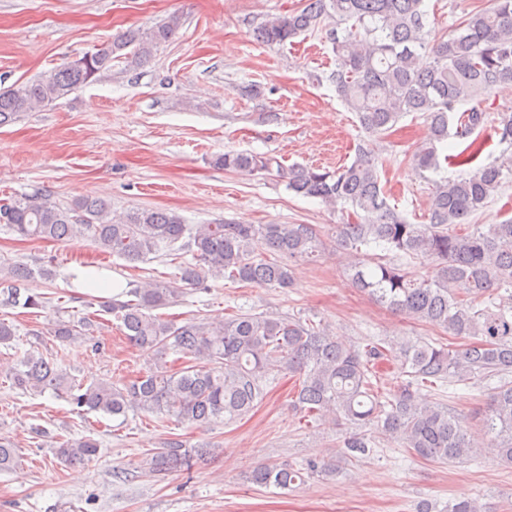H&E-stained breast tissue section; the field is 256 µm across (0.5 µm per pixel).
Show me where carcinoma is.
I'll return each mask as SVG.
<instances>
[{"instance_id":"carcinoma-1","label":"carcinoma","mask_w":512,"mask_h":512,"mask_svg":"<svg viewBox=\"0 0 512 512\" xmlns=\"http://www.w3.org/2000/svg\"><path fill=\"white\" fill-rule=\"evenodd\" d=\"M427 18L424 0H302L292 13L260 23L255 35L268 46H280L326 31L338 60L328 81L360 127L381 137L406 115L422 116L428 125L426 141L411 163L435 170L437 145L452 135L466 138L486 123V113L472 107L460 113L450 133L456 106L512 83V0H488L453 34L437 40L430 39ZM181 26L182 17L173 14L154 26L131 28L48 75L0 87V125L99 80L112 72L114 62L130 69L143 65ZM495 133L512 147L511 112L501 113ZM213 163L251 176L274 174L297 195L350 206L356 220L336 226V250L354 258L353 285L409 320L443 329L459 345L403 339L394 359L406 379L385 392L374 383L379 364L387 360L377 343L347 345L321 322L272 312L236 314L219 324L193 317L179 325L152 311L177 301L183 288L145 282L131 285L127 301L78 297L84 308L97 306L121 322L126 339L146 358L139 376L120 387L106 381L86 386L54 361L29 352L9 371L13 387L49 391L79 411L162 415L205 430L253 411L266 395L268 375L286 370L298 377L292 410L334 426L342 457L358 460L373 454L377 441L364 431L372 427L421 459L453 463L470 459L483 443L461 429L448 408L421 402L420 391L437 382L468 387L476 379L498 376L501 384L484 416L485 436L495 458L512 464V381L506 380L512 374V219L457 230L512 176V155L477 167L469 177L435 183L426 224L410 223L390 205L379 161L364 147L350 164L332 171L286 167L274 157L244 152L217 155ZM0 228L22 240L81 236L130 262L160 252L177 257L183 251L192 255V261L178 266L184 288H201L210 278L288 288L292 265L323 248L312 224H187L173 211L136 208L116 214L106 199L89 194L66 204L39 191L0 199ZM374 246L382 253L370 252ZM403 257L426 262L430 274L413 273L399 262ZM54 275L50 260L35 269L0 263V305L43 307V296L32 292L30 283ZM484 296L489 305L475 308L476 299ZM97 317H59L51 333L61 342L86 341L100 328ZM171 353L179 366L167 360ZM215 450L213 443L190 446L168 439L146 460V470L158 478L188 471ZM57 454L70 465L84 464L99 454V444L83 438L66 443ZM17 461L15 442L0 436V472ZM336 471L337 465L311 458L302 468L260 464L248 479L259 487L288 490L314 473ZM416 512L483 510L477 499L463 495L441 510L423 501Z\"/></svg>"}]
</instances>
